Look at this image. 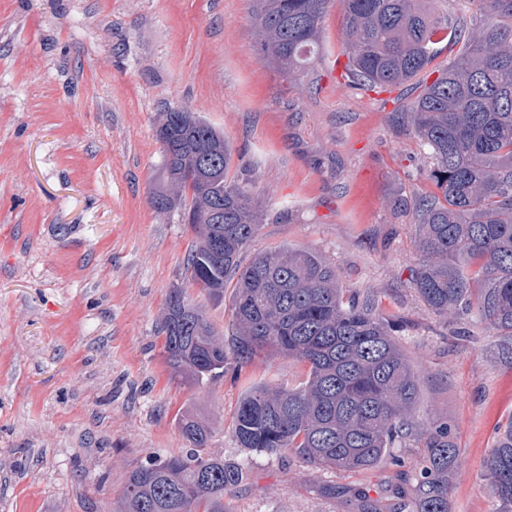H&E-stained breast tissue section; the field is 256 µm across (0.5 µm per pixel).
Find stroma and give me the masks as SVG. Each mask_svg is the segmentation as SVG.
<instances>
[{
    "label": "stroma",
    "mask_w": 512,
    "mask_h": 512,
    "mask_svg": "<svg viewBox=\"0 0 512 512\" xmlns=\"http://www.w3.org/2000/svg\"><path fill=\"white\" fill-rule=\"evenodd\" d=\"M343 12L326 15L299 81L256 51L252 0H0V512H115L129 473L185 446L176 415L208 422V451L243 464L234 512H363L414 477L427 437L460 449L453 512H498L483 462L512 419V349L473 315L420 300L413 207L432 191L411 132L410 85L377 94L331 74ZM221 130L231 173L268 207L244 251L313 249L346 292L372 294L419 385L414 436L379 467L316 469L240 448L231 422L253 384L296 387L277 355L198 388L172 374L171 289L217 329L234 293L206 298L184 259L193 234L149 203L161 112Z\"/></svg>",
    "instance_id": "1"
}]
</instances>
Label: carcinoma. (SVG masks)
Instances as JSON below:
<instances>
[{
    "label": "carcinoma",
    "mask_w": 512,
    "mask_h": 512,
    "mask_svg": "<svg viewBox=\"0 0 512 512\" xmlns=\"http://www.w3.org/2000/svg\"><path fill=\"white\" fill-rule=\"evenodd\" d=\"M344 77L364 91H390L428 73L434 45L448 30H471L461 49L408 109L414 135L429 150L436 191L415 203L425 260L412 287L436 315L476 312L512 336V0H340ZM335 0H254L257 51L297 81L319 46ZM162 161L150 193L159 213L177 210L194 233L186 266L215 301L233 280L228 333L174 288L162 318L172 372L193 385L273 355L308 367L298 388L254 385L232 423L240 447L290 453L316 469L370 470L396 439L415 434L417 380L378 303L345 295L336 268L312 250L280 247L241 266L266 219L246 183L230 177L232 146L198 113H161ZM188 444L178 456L133 470L119 512H231L240 465L207 452L212 431L186 409L178 418ZM460 448L444 433L427 439L420 475L409 488L412 512H451V478ZM499 512H512V422L484 462Z\"/></svg>",
    "instance_id": "1"
}]
</instances>
